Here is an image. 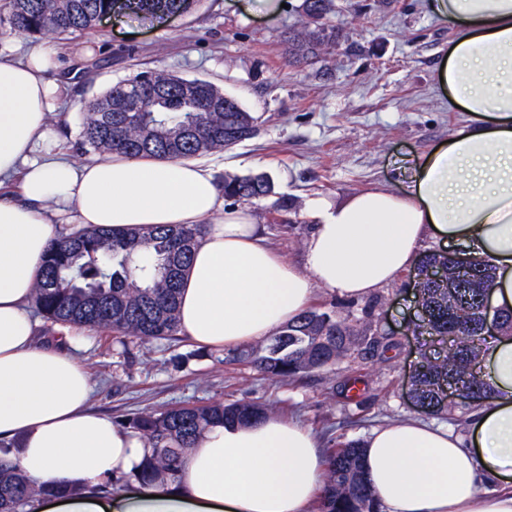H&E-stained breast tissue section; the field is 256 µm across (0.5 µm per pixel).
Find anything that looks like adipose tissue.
<instances>
[{"mask_svg": "<svg viewBox=\"0 0 512 512\" xmlns=\"http://www.w3.org/2000/svg\"><path fill=\"white\" fill-rule=\"evenodd\" d=\"M457 37L439 69L465 129L406 169L400 190L373 188L331 207L314 199L302 265L285 261L245 209L226 205L208 159L112 154L70 162L48 124L68 82L48 77L33 46L0 53V439L44 483L94 486L138 471L137 434L90 411L83 363L36 341L29 312L58 218L77 228L143 232L204 224L181 287L182 336L231 351L276 333L305 310L314 286L370 295L414 267L440 236L490 260L498 306L512 310V0H425ZM489 397L467 437L412 419L374 428L365 469L383 512H512V338L489 340ZM314 435L268 416L198 437L155 497H64L45 512H307L322 484ZM493 476L500 487L488 489Z\"/></svg>", "mask_w": 512, "mask_h": 512, "instance_id": "1", "label": "adipose tissue"}]
</instances>
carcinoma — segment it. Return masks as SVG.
I'll list each match as a JSON object with an SVG mask.
<instances>
[{
    "mask_svg": "<svg viewBox=\"0 0 512 512\" xmlns=\"http://www.w3.org/2000/svg\"><path fill=\"white\" fill-rule=\"evenodd\" d=\"M184 0H7L0 25L28 36L59 38L89 32L98 17L124 10L136 18L174 14ZM303 11L324 21L302 36L288 37V56L295 63L317 56L336 42L329 22L333 0H303ZM185 79L144 70L114 84L82 106L83 144L102 156L114 152L162 161L189 160L231 147L251 137L257 118L233 102L224 111V92L200 81L198 97L183 96ZM224 197L248 201L273 192L264 174L224 180ZM204 225H157L146 232L121 233L91 228L54 239L34 289L32 301L42 316L59 325L92 330L116 339L171 340L179 332L180 285ZM418 301L422 327L448 338L447 349L423 356L415 375L417 401L452 416L468 405L447 401L448 390L471 389L474 401L486 398L480 374L484 354L481 301L494 279L485 260L463 264L444 252H429L418 261ZM364 348L382 354L393 348L383 336L367 337L358 325L336 318L335 311L311 306L288 322L258 350L232 358L259 372L284 379L322 371L351 352ZM268 415V407L251 402H221L134 412L121 420L147 445L135 478L144 486L172 478L197 438L216 424L247 422ZM0 448V512H35V504L75 496L81 488L38 485L8 464ZM317 512H381L364 469V448L335 443L326 449L324 486Z\"/></svg>",
    "mask_w": 512,
    "mask_h": 512,
    "instance_id": "cac0c4a2",
    "label": "carcinoma"
}]
</instances>
